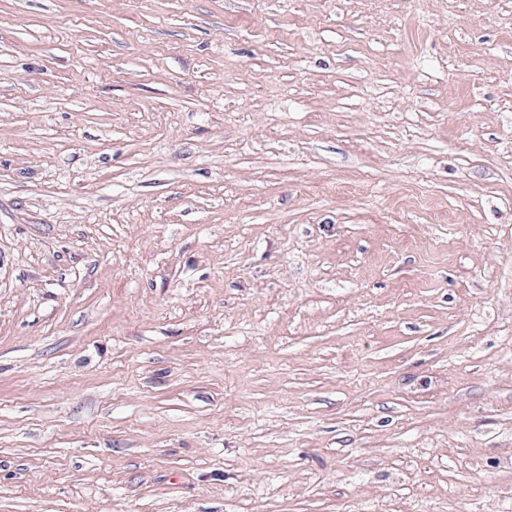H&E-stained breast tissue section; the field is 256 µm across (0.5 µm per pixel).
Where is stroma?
I'll return each instance as SVG.
<instances>
[{
    "instance_id": "35a3bbf8",
    "label": "stroma",
    "mask_w": 512,
    "mask_h": 512,
    "mask_svg": "<svg viewBox=\"0 0 512 512\" xmlns=\"http://www.w3.org/2000/svg\"><path fill=\"white\" fill-rule=\"evenodd\" d=\"M0 512H512V0H0Z\"/></svg>"
}]
</instances>
